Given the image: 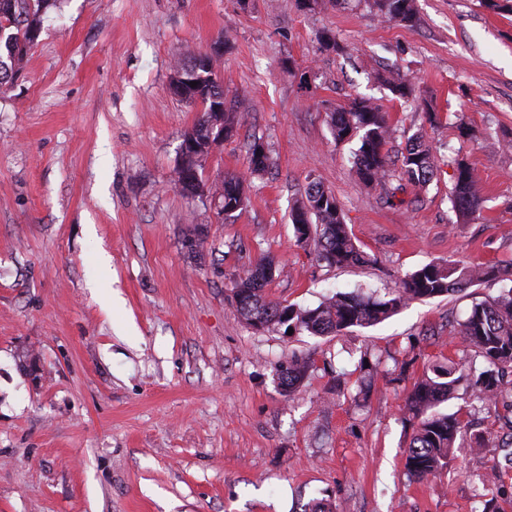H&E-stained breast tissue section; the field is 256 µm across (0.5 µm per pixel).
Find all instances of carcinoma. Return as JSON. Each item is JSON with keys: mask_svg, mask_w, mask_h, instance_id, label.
I'll return each mask as SVG.
<instances>
[{"mask_svg": "<svg viewBox=\"0 0 512 512\" xmlns=\"http://www.w3.org/2000/svg\"><path fill=\"white\" fill-rule=\"evenodd\" d=\"M51 0H0V88L11 85L20 71V63L33 44L32 34L40 29V17ZM367 7L387 22L413 27L418 22L415 0H365ZM393 95L415 98L412 84L392 75L377 76ZM215 103L202 102L201 115L188 136L204 144L210 138V119ZM330 130L336 143L357 140L353 167L367 187L379 188L385 202L392 203L396 193L407 189L414 194L429 187L437 175L433 147L423 135L408 138L405 151L393 161L385 146L395 138L396 129L386 113L371 97H355L349 104L330 113ZM260 139L249 144V167L260 173L268 166V155L257 153ZM452 186L448 200L460 217L480 214L484 198L479 177L464 159L448 157ZM238 175L224 177L214 193L224 195L228 207L244 197ZM296 242L313 246L319 260L330 266L349 267L370 262L369 255L350 235L343 211L333 193L311 182L290 208ZM274 264L268 257L244 269L234 279L233 294L237 309L246 323L260 319L265 326L288 325L312 336H340L355 327H369L396 314L416 300H427L462 291L502 276L512 277V265H464L453 259L429 262L402 280L401 286L384 297L360 292H338L314 308L296 309L267 298L264 288L270 281L265 274ZM449 335L460 339L465 350L457 362L431 366L413 386L405 412L418 420L416 431L406 450L408 474L421 480L448 465L457 439L463 438L465 424L459 413H443L439 404L452 396L456 386L468 383L475 399L495 404L512 397L505 375L512 369V289L488 296L472 304L465 318L449 322ZM311 368V361L292 355L279 365L278 378L290 393Z\"/></svg>", "mask_w": 512, "mask_h": 512, "instance_id": "cac0c4a2", "label": "carcinoma"}]
</instances>
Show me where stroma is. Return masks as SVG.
Here are the masks:
<instances>
[{
  "label": "stroma",
  "mask_w": 512,
  "mask_h": 512,
  "mask_svg": "<svg viewBox=\"0 0 512 512\" xmlns=\"http://www.w3.org/2000/svg\"><path fill=\"white\" fill-rule=\"evenodd\" d=\"M403 27L361 0H55L0 90V512H512V408L465 388L442 404L469 427L447 469L411 478L403 406L430 365L458 359L449 319L496 279L347 335L255 330L235 276L265 256L284 305L333 292L384 295L434 260L512 262V0H416ZM339 48L322 50L321 33ZM207 55L237 132L175 183L200 106L170 92L176 64ZM414 82L395 98L374 70ZM376 98L398 130L423 132L442 166L419 196L384 203L336 145L329 112ZM437 115L429 124L428 112ZM261 137L268 166L248 171ZM482 178L477 220L448 200L449 153ZM246 178V209L219 217L214 187ZM332 191L371 258L336 268L297 246L290 205ZM199 229L190 252L184 237ZM313 368L285 393L291 355ZM484 447L474 450L475 436Z\"/></svg>",
  "instance_id": "1"
}]
</instances>
